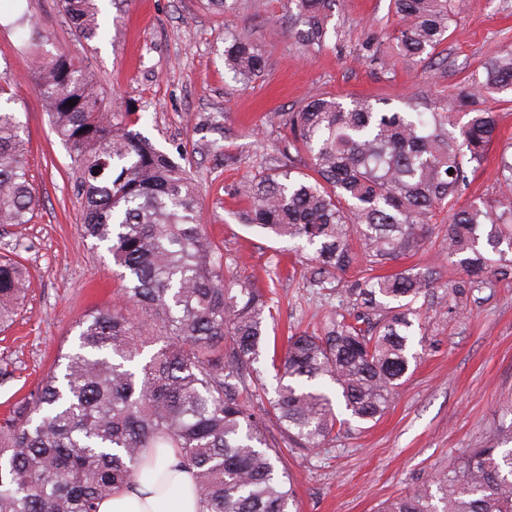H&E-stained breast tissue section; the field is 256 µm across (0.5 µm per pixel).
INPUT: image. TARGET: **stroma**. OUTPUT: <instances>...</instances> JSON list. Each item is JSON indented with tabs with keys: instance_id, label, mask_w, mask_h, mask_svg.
Instances as JSON below:
<instances>
[{
	"instance_id": "stroma-1",
	"label": "stroma",
	"mask_w": 512,
	"mask_h": 512,
	"mask_svg": "<svg viewBox=\"0 0 512 512\" xmlns=\"http://www.w3.org/2000/svg\"><path fill=\"white\" fill-rule=\"evenodd\" d=\"M100 37L78 44L59 0H0V76L26 126L28 168L39 197L31 223L0 229L21 240L28 269L25 306L0 333V411L33 390L59 353L76 342L78 323L111 306L118 268L83 237L82 199L71 158L37 96L32 55H74L117 111L135 112L134 128L181 159L201 199V222L224 251L230 273L250 276L279 306L272 331L320 325L328 303L303 276L276 271L285 240L242 225L236 190L275 153L286 128L270 114L306 99L384 98L418 110L456 95L485 61L512 45V0H463L455 32L432 60L406 64L383 40L396 20L390 0H339L333 46L302 54L279 21L283 0H234L217 14L205 0H100ZM29 25L17 27L20 16ZM239 35L266 56L251 83L224 68V39ZM498 131L463 202L495 194L496 163L512 145V103H495ZM424 336L412 374L383 417L352 428L312 452L285 450L295 480L294 512H378L450 461L484 445L512 403V279L455 304L442 289L420 308Z\"/></svg>"
}]
</instances>
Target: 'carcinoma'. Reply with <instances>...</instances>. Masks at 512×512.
I'll return each mask as SVG.
<instances>
[{"label": "carcinoma", "instance_id": "cac0c4a2", "mask_svg": "<svg viewBox=\"0 0 512 512\" xmlns=\"http://www.w3.org/2000/svg\"><path fill=\"white\" fill-rule=\"evenodd\" d=\"M336 2L284 0L281 20L303 52L327 46ZM461 2L390 0L395 54L433 58ZM59 3L78 42L96 37L97 0ZM224 65L248 84L266 60L247 39L232 38ZM34 73L79 173L81 231L120 269L125 302L88 313L76 347L0 419V512H97L112 491L142 477L150 448L177 450L199 512H292L280 441L313 451L384 414L416 360L415 304L440 287L436 271L414 265L358 278L338 291L340 305L320 328L271 350L269 298L250 277L226 281L186 168L111 111L71 55L37 57ZM509 92L505 47L454 101L426 112L396 111L384 99L313 98L283 118L289 135L278 164L238 191L239 221L305 242L304 263L320 288L359 258L373 271L412 256L436 230L439 252L462 270L450 284L458 297L491 287V275L511 279L512 152L501 156L495 197L459 205L497 130L485 101ZM8 93L0 80V227L30 223L39 206ZM23 248L17 242L0 255V328L25 298L28 276L14 260ZM268 419L279 436L265 433ZM379 512H512V424Z\"/></svg>", "mask_w": 512, "mask_h": 512}]
</instances>
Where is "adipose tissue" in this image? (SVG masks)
<instances>
[{
	"instance_id": "adipose-tissue-1",
	"label": "adipose tissue",
	"mask_w": 512,
	"mask_h": 512,
	"mask_svg": "<svg viewBox=\"0 0 512 512\" xmlns=\"http://www.w3.org/2000/svg\"><path fill=\"white\" fill-rule=\"evenodd\" d=\"M171 482L178 492V512H199V496L190 470L181 468L175 449L158 451V466L153 476L113 491L102 500L98 512H166L163 482Z\"/></svg>"
}]
</instances>
